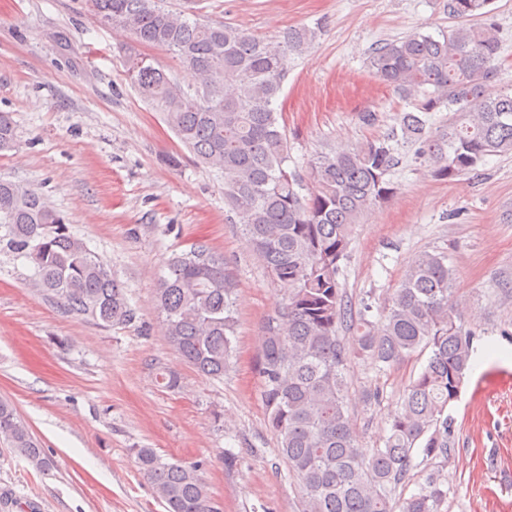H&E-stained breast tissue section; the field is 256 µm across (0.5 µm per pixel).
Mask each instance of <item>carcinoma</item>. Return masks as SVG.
Segmentation results:
<instances>
[{
	"mask_svg": "<svg viewBox=\"0 0 512 512\" xmlns=\"http://www.w3.org/2000/svg\"><path fill=\"white\" fill-rule=\"evenodd\" d=\"M100 24L130 35L128 75L162 112L197 163L224 176V203L246 246L287 291L263 327L257 372L269 428L301 489L299 512H442L452 419L471 367L474 332L458 312L448 255L423 251L408 262L384 299L382 317L354 311L339 281L353 228L372 206L393 196L387 179L398 164L395 143L416 147L434 176L457 182L486 157L512 152V88L499 83L501 40L492 0H446L454 25L438 35L414 32L383 42L367 67L406 103L397 128L308 163V193L289 165L288 137L276 101L288 55L310 48L317 30L288 28L261 40L223 23L201 22L162 7L163 0H90ZM172 52L197 85L186 91L138 53ZM454 114L429 127L432 114ZM18 148L10 114L0 113V152ZM0 228L6 245L34 266L31 288L64 312L104 327L136 319L126 289L74 236L34 187L0 180ZM157 288L162 333L201 375L221 379L235 352V275L224 256L199 244L170 258ZM430 355L406 388L381 448H363L349 417L347 364L365 356L384 371L424 351ZM169 390L179 376L156 368ZM0 437L39 469L52 465L18 417L0 400ZM421 462H416L417 455ZM136 463L168 512H216L197 462L165 461L134 449ZM430 467L405 497L414 470Z\"/></svg>",
	"mask_w": 512,
	"mask_h": 512,
	"instance_id": "cac0c4a2",
	"label": "carcinoma"
}]
</instances>
